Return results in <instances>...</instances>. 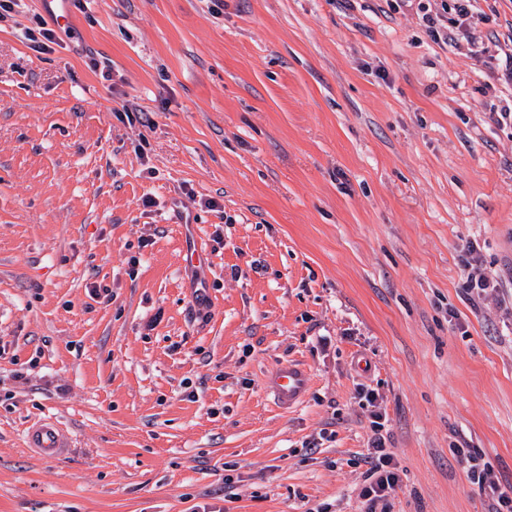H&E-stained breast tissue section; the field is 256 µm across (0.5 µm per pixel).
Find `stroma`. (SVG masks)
I'll return each mask as SVG.
<instances>
[{
	"instance_id": "1",
	"label": "stroma",
	"mask_w": 512,
	"mask_h": 512,
	"mask_svg": "<svg viewBox=\"0 0 512 512\" xmlns=\"http://www.w3.org/2000/svg\"><path fill=\"white\" fill-rule=\"evenodd\" d=\"M441 11L22 0L0 19V512H363V387L391 512H488L460 444L512 485V125L491 118L512 107V0H477L452 42ZM62 15L71 36L32 49ZM472 257L497 295L467 294ZM288 360L311 383L284 409L266 377ZM49 417L70 451L27 448ZM359 399L362 406L374 408L370 411V428L373 437L368 444L367 453L362 461L369 465L366 484L360 491V498L366 505L365 512H390L389 499L399 486L400 477L395 470L393 458L386 446L385 429L386 412L380 406L374 390L363 389ZM383 420V422H382ZM380 509V510H378Z\"/></svg>"
}]
</instances>
